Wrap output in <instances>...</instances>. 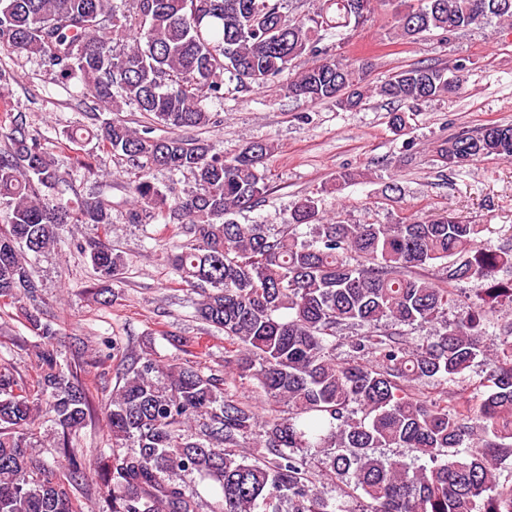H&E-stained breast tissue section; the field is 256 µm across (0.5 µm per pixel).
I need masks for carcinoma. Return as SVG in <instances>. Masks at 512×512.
<instances>
[{"label": "carcinoma", "mask_w": 512, "mask_h": 512, "mask_svg": "<svg viewBox=\"0 0 512 512\" xmlns=\"http://www.w3.org/2000/svg\"><path fill=\"white\" fill-rule=\"evenodd\" d=\"M377 0H317L289 16L284 0H0V53L39 59L45 72L80 87L108 111L133 103L137 129L120 117L65 132L76 146L124 156L144 170L128 186L130 224L163 220L183 239L165 248L172 273L195 287L198 320L224 332V371L190 362L160 364L151 353H122L112 391L110 452L98 475L112 491L110 512H201L181 479L196 474L219 488L212 512H512V322L491 338L483 322L512 310V251L481 245L487 224L443 214L400 224L328 221L304 196L281 224H240L235 216L269 192L260 170L274 144L246 141L230 156L196 133L216 123L203 98L261 88L299 62L286 90L351 111L377 95L403 107L446 98L465 83L464 66L417 65L373 87L364 65L324 53L338 29L358 31ZM512 26V0H404L394 35L416 42L493 21ZM170 130L156 137L153 128ZM444 168L512 158V124H493L433 143ZM187 172L194 185L161 189L148 170ZM67 224L96 233L75 243L99 294L125 273L127 258L106 238L112 206L73 189L70 174L18 120L0 126V298L20 305L39 339L36 379L0 364V512H81L73 489L87 465L72 436L90 415L80 363L60 361L58 329L37 308L43 284L33 260L58 251ZM442 261L436 279L417 274ZM475 280L471 307L448 319L455 284ZM428 335H410L415 326ZM356 328L340 352L338 332ZM490 369L459 388L478 357ZM253 379L288 416L259 420L232 392ZM50 414L67 483L45 467L36 421ZM265 452L244 451L247 440ZM407 448L414 466L384 452Z\"/></svg>", "instance_id": "1"}]
</instances>
